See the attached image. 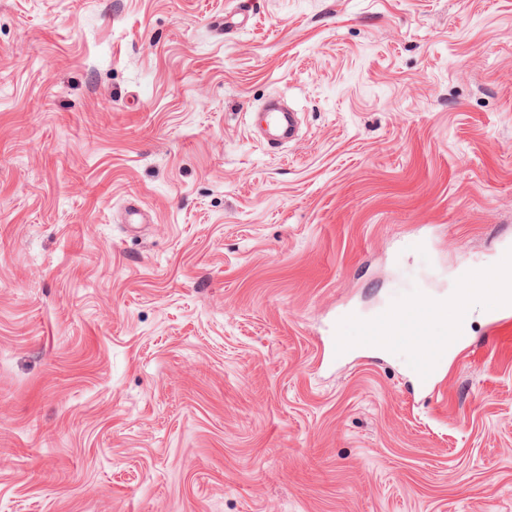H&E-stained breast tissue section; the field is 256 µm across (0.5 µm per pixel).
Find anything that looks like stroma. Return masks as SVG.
Listing matches in <instances>:
<instances>
[{
  "label": "stroma",
  "instance_id": "stroma-1",
  "mask_svg": "<svg viewBox=\"0 0 512 512\" xmlns=\"http://www.w3.org/2000/svg\"><path fill=\"white\" fill-rule=\"evenodd\" d=\"M478 273L512 275V0H0V512H512ZM457 294L421 389L415 301ZM268 112H264L261 123L268 136V143L291 139L296 133V114L290 110L286 111L276 106H270ZM402 322L405 323L399 308L388 309L377 318L373 329L374 335L369 337V342L376 347H390L394 343V338ZM438 343L427 357L420 358L413 366L417 379L425 384L436 378L438 373L448 364V353H451L456 347L457 342L454 341L448 345V324L443 325L437 332Z\"/></svg>",
  "mask_w": 512,
  "mask_h": 512
}]
</instances>
